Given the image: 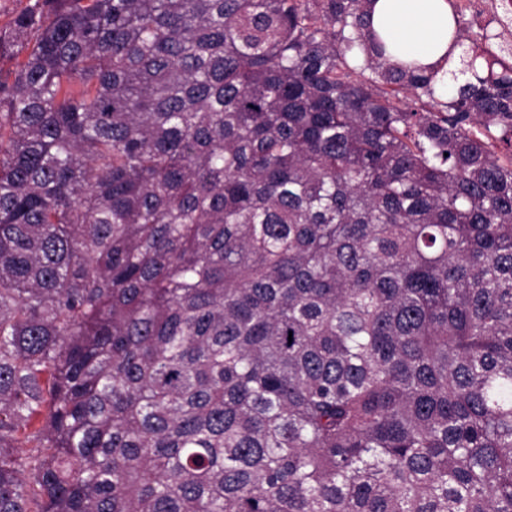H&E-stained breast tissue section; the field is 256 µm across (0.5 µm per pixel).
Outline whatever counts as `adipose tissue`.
<instances>
[{
	"label": "adipose tissue",
	"instance_id": "1",
	"mask_svg": "<svg viewBox=\"0 0 512 512\" xmlns=\"http://www.w3.org/2000/svg\"><path fill=\"white\" fill-rule=\"evenodd\" d=\"M372 22L403 61L433 66L448 51L453 29L448 0H377Z\"/></svg>",
	"mask_w": 512,
	"mask_h": 512
}]
</instances>
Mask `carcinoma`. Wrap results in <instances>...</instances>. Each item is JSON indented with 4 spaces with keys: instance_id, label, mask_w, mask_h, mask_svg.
I'll use <instances>...</instances> for the list:
<instances>
[{
    "instance_id": "cac0c4a2",
    "label": "carcinoma",
    "mask_w": 512,
    "mask_h": 512,
    "mask_svg": "<svg viewBox=\"0 0 512 512\" xmlns=\"http://www.w3.org/2000/svg\"><path fill=\"white\" fill-rule=\"evenodd\" d=\"M375 3L0 27V512H512V43ZM372 22L403 61L435 66L448 52L453 21L447 0H377Z\"/></svg>"
}]
</instances>
